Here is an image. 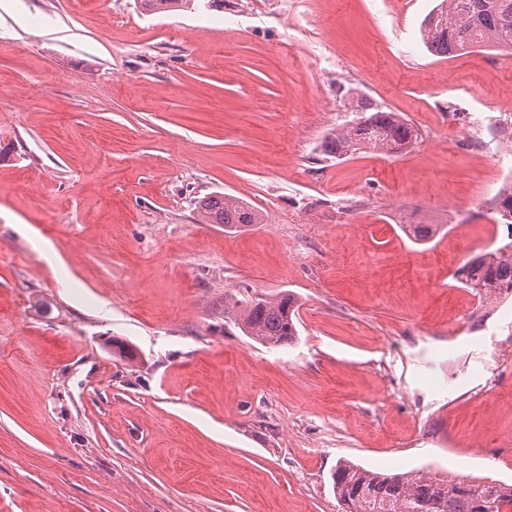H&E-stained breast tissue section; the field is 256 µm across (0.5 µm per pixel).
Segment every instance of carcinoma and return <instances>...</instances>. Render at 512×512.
Masks as SVG:
<instances>
[{
  "label": "carcinoma",
  "instance_id": "cac0c4a2",
  "mask_svg": "<svg viewBox=\"0 0 512 512\" xmlns=\"http://www.w3.org/2000/svg\"><path fill=\"white\" fill-rule=\"evenodd\" d=\"M422 36L427 49L441 57L476 46L511 53L512 0H440L423 21ZM355 112L365 122L355 118L333 131L324 142L325 152L338 158L360 152L395 155L417 139L397 112L374 111L363 101ZM199 207L209 223L222 224L227 232L260 223L252 206L232 195L212 194ZM494 214L506 226V241L468 257L455 274L462 287L478 295L512 294V191L498 193ZM407 228L421 242L437 231L435 224ZM224 317L265 347L290 345L298 336L296 300L290 293L234 295L224 301ZM331 479L342 512H503L512 507V484L489 478L448 480L418 471L387 475L340 460Z\"/></svg>",
  "mask_w": 512,
  "mask_h": 512
}]
</instances>
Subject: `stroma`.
<instances>
[{
    "instance_id": "stroma-1",
    "label": "stroma",
    "mask_w": 512,
    "mask_h": 512,
    "mask_svg": "<svg viewBox=\"0 0 512 512\" xmlns=\"http://www.w3.org/2000/svg\"><path fill=\"white\" fill-rule=\"evenodd\" d=\"M436 3L0 0V512H341V459L512 483V296L454 278L512 153L448 136L512 110V53L430 54ZM362 98L408 153L324 155ZM247 288L292 345L225 324ZM199 207L208 218V224H224L225 232L245 231L252 224H260L252 206L232 195L211 194L199 201ZM240 296V297H239ZM224 299V317L245 335L265 347L292 344L297 336L296 300L290 293L254 292Z\"/></svg>"
}]
</instances>
